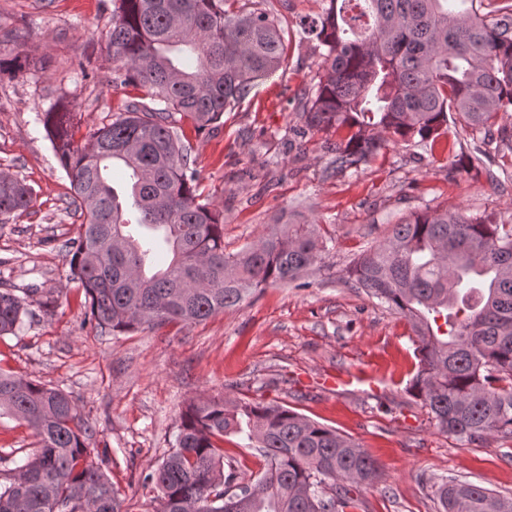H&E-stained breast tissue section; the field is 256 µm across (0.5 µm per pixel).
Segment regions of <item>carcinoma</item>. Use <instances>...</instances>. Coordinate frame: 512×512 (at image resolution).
<instances>
[{
  "mask_svg": "<svg viewBox=\"0 0 512 512\" xmlns=\"http://www.w3.org/2000/svg\"><path fill=\"white\" fill-rule=\"evenodd\" d=\"M297 34L317 41L323 74L303 92L311 133L346 131L327 146L330 176L359 169L388 137L435 143L448 123L512 141V0H325ZM112 84L141 95L88 128L60 96L42 123L70 178L83 221L69 239L71 279L92 320L114 333L197 323L273 285H309L327 251L317 223L267 225L258 241L224 250V214L199 193L192 146L202 131L274 74L290 33L261 0H113ZM120 166L128 183L114 186ZM32 189L0 174V223L28 208ZM169 262L156 268L154 254ZM353 286L407 317L418 337L411 392L438 429L463 442L512 438V225L492 213L426 208L392 225L350 267ZM29 314L0 291V336ZM0 415L24 421L38 448L0 486V512H122L109 476L90 460L89 428L60 389L0 371ZM261 451L244 479L219 442ZM351 438L289 407L200 397L180 416L176 449L144 477L158 512H347L376 476ZM442 512H512V498L448 481Z\"/></svg>",
  "mask_w": 512,
  "mask_h": 512,
  "instance_id": "1",
  "label": "carcinoma"
}]
</instances>
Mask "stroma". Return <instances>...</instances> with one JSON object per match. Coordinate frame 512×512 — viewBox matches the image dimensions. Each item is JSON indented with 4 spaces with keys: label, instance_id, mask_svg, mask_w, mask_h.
Listing matches in <instances>:
<instances>
[{
    "label": "stroma",
    "instance_id": "35a3bbf8",
    "mask_svg": "<svg viewBox=\"0 0 512 512\" xmlns=\"http://www.w3.org/2000/svg\"><path fill=\"white\" fill-rule=\"evenodd\" d=\"M111 15L112 0H0V56L29 61L27 72L0 77V174L33 189L27 212L0 224V291L31 309L16 334L0 336V369L73 398L123 512H157L158 492L143 477L175 449L181 412L205 396L278 403L351 437L378 466L353 512H440L436 489L450 480L512 497V439L441 433L410 391V323L346 281L353 260L412 212L511 220L512 151H493L489 174L472 178L452 168L474 146L460 131L430 149L389 143L358 172L327 176L325 133L299 132L298 97L320 57L314 42L292 39L286 65L234 111L204 133L183 131L201 189L224 213L226 250L278 219L321 224L328 251L312 286L267 288L200 323L96 329L69 278L65 244L80 217L41 115L63 94L92 126L132 96L108 80ZM35 443L23 421L0 417L1 484Z\"/></svg>",
    "mask_w": 512,
    "mask_h": 512
}]
</instances>
